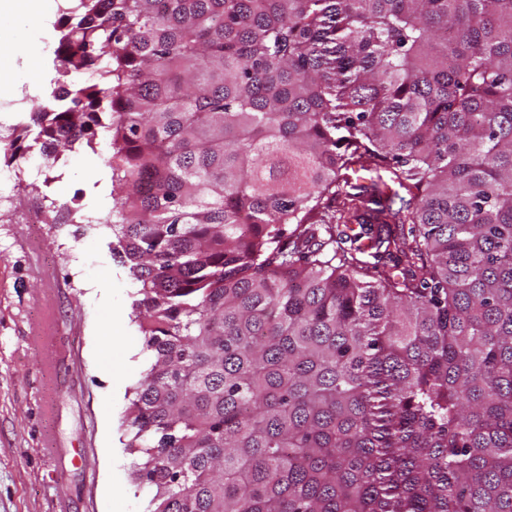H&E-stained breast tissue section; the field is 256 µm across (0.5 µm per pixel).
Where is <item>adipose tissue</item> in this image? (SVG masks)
Masks as SVG:
<instances>
[{"mask_svg": "<svg viewBox=\"0 0 512 512\" xmlns=\"http://www.w3.org/2000/svg\"><path fill=\"white\" fill-rule=\"evenodd\" d=\"M55 6L56 0H0V37L22 51L18 62L0 58V86L12 90L24 84L30 92L38 91L48 39L41 23Z\"/></svg>", "mask_w": 512, "mask_h": 512, "instance_id": "adipose-tissue-1", "label": "adipose tissue"}]
</instances>
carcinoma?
Masks as SVG:
<instances>
[{
  "label": "carcinoma",
  "instance_id": "cac0c4a2",
  "mask_svg": "<svg viewBox=\"0 0 512 512\" xmlns=\"http://www.w3.org/2000/svg\"><path fill=\"white\" fill-rule=\"evenodd\" d=\"M56 28L24 150L112 132L147 512H512V0H69Z\"/></svg>",
  "mask_w": 512,
  "mask_h": 512
}]
</instances>
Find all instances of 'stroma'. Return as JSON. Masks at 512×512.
<instances>
[{
	"label": "stroma",
	"mask_w": 512,
	"mask_h": 512,
	"mask_svg": "<svg viewBox=\"0 0 512 512\" xmlns=\"http://www.w3.org/2000/svg\"><path fill=\"white\" fill-rule=\"evenodd\" d=\"M19 87L20 107L0 110V141L20 133L50 100ZM96 148L0 161V512H147L150 494L130 473L123 416L148 365L133 312L137 285L99 224L89 157ZM76 208L42 223L39 198Z\"/></svg>",
	"instance_id": "35a3bbf8"
}]
</instances>
